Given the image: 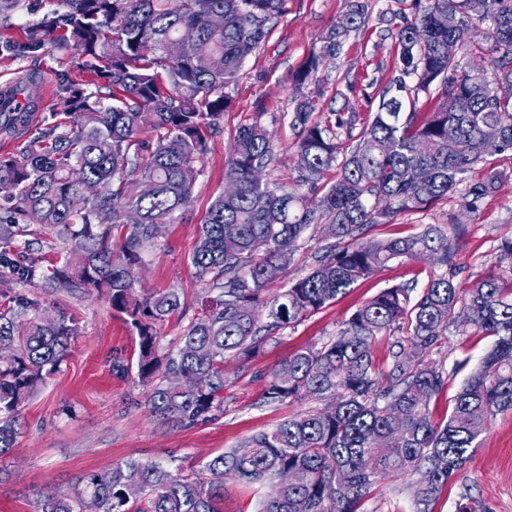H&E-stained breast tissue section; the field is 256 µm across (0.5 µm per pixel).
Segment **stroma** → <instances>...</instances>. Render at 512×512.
Returning <instances> with one entry per match:
<instances>
[{
  "label": "stroma",
  "mask_w": 512,
  "mask_h": 512,
  "mask_svg": "<svg viewBox=\"0 0 512 512\" xmlns=\"http://www.w3.org/2000/svg\"><path fill=\"white\" fill-rule=\"evenodd\" d=\"M369 21L344 41L338 58L325 59L315 83L305 92L315 101L314 120L334 113L356 116L358 126L371 123L380 96L393 75L395 48L379 18L397 9L396 0H364ZM56 7V0H21L20 8L0 17V38L14 48L0 53V87L31 80L30 95L38 110L15 134L0 133V155L18 153L38 137L47 124L65 121L58 105L57 79L75 76L84 88L96 90L95 75L79 72L76 50L46 45L30 48L40 37L38 23ZM345 0H283L269 24L260 50L243 63L235 84L226 93L230 104L209 139V149L196 163L199 171L193 200L166 225L154 246L134 268L138 287L177 289L181 313L159 330L160 350L175 348L187 325L200 311L205 286L188 258L212 201L228 179L226 157L239 126L261 121L270 131L277 161L265 179L294 185L292 124L295 88L293 74L345 11ZM466 224V236L457 247L460 280L480 277L495 257L501 240L512 237V179L485 197L476 212L462 207L461 192H453L430 209L398 216L395 223L374 228L375 236L395 238L425 227L447 229L449 221ZM431 262L388 264L364 284L302 322L276 332L263 354L248 361L228 359L224 376V413L209 423L185 427L161 423L145 403L146 388L136 373L116 375L112 362L134 361L137 338L108 299L97 291L69 294L47 292L41 279L20 283L0 275V294L22 293L40 301L50 314L61 312L76 320L77 334L58 373L20 411L21 429L10 454L0 459L6 471L0 479V512H36L40 494L77 486L92 471L110 469L127 458L177 464L190 471L209 458L238 447L253 434L274 429L296 414L318 408L315 400L262 405L258 397L275 366L288 355L332 338L351 314L382 289L398 283L424 285ZM493 343L485 336H448L431 350L428 361L449 373L448 384L430 409L434 420L451 411L452 398L480 365ZM411 477H384L377 481L361 512H416ZM465 496L476 498L487 512H512V410L499 413L471 450V459L440 491L432 512H456Z\"/></svg>",
  "instance_id": "obj_1"
}]
</instances>
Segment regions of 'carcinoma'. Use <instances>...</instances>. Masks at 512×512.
<instances>
[{
	"mask_svg": "<svg viewBox=\"0 0 512 512\" xmlns=\"http://www.w3.org/2000/svg\"><path fill=\"white\" fill-rule=\"evenodd\" d=\"M39 28L81 51L79 70L102 80L86 92L63 77L61 112L18 155L0 157V180L14 184L0 219V271L18 282L39 275L58 292L97 290L138 337L136 373L147 404L162 422L191 426L224 413V360L257 356L269 338L333 303L389 262L430 259L436 269L421 290H381L345 321L336 336L282 360L259 396L264 405L315 399L300 413L196 471L128 458L84 476L83 486L42 495L38 512H221L224 479L263 486L282 470L299 485L276 484L261 512H360L381 474L418 475L411 484L420 512L470 460L469 449L499 412L512 407V238L501 241L490 270L459 281L457 241L467 225L399 238L368 234L406 212L423 211L461 184L463 208L493 193L512 160V97L494 95L512 83V0H410L381 18L396 48L395 71L372 122L312 119L313 100H294L296 184L259 174L275 162L271 134L256 120L238 129L226 164L239 175L234 196L218 195L201 225L190 263L206 285L203 315L177 351L158 355V328L182 310L180 293L137 291L131 275L155 244L153 226L187 208L198 170L244 60L268 37L281 0H57ZM214 12L224 26L209 23ZM484 27V41L460 42L440 26L441 13ZM365 5L346 11L318 51L293 76L296 90L337 58L349 32L366 22ZM183 54L170 60L164 44ZM469 61L461 64V58ZM494 68V81L485 63ZM457 140L448 144V128ZM153 132L150 140L142 138ZM336 169V180L325 174ZM482 170L484 176L469 175ZM129 209L140 223H123ZM38 218L43 232L67 245L70 267L39 272L40 259L17 245L22 224ZM323 254L310 273L274 296L268 289L290 265L307 232ZM238 250L224 252V239ZM23 295L0 300V456L17 433L18 412L54 375L76 335L73 318L52 323ZM399 333L398 350L376 364L373 342ZM487 336L492 349L452 399L448 418H432L431 401L448 372L425 360L449 333ZM139 488L135 499L129 487Z\"/></svg>",
	"mask_w": 512,
	"mask_h": 512,
	"instance_id": "1",
	"label": "carcinoma"
}]
</instances>
